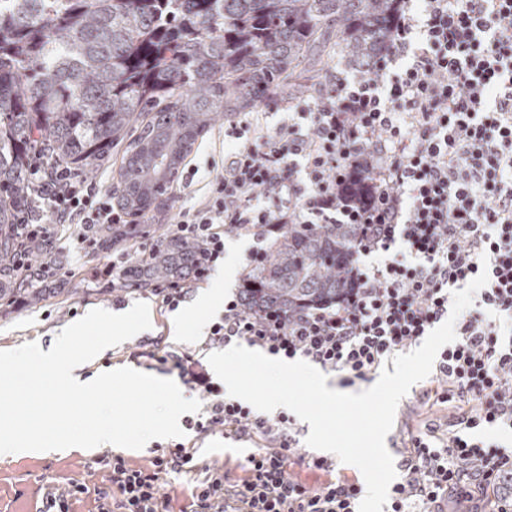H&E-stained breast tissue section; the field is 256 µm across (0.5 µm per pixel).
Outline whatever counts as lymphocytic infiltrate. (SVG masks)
I'll use <instances>...</instances> for the list:
<instances>
[{
  "label": "lymphocytic infiltrate",
  "instance_id": "lymphocytic-infiltrate-1",
  "mask_svg": "<svg viewBox=\"0 0 512 512\" xmlns=\"http://www.w3.org/2000/svg\"><path fill=\"white\" fill-rule=\"evenodd\" d=\"M285 108L288 120L271 131L255 116L230 123L233 150L175 223L176 235L200 245L199 259L187 279L159 285L155 296L173 310L206 283L224 259L227 227L256 240L247 258L253 266L283 225H360L358 255L385 260L356 265L343 298L292 320L228 300L207 336L211 346L243 340L302 357L350 386L392 365L447 318L451 287L487 272L477 304L459 315L456 339L434 368V395L458 415L445 428L408 431L388 512H444L452 494L461 504L485 502L497 476L512 472L511 449L472 436L486 427L512 431V0L403 7L385 59L351 76L333 74L313 102ZM33 181L36 196L20 225L69 234L86 250L87 225L129 221L111 192L68 166L34 169ZM46 208L54 221L45 225ZM156 361L204 401L207 417L194 422L195 433L256 434L262 446L238 482L200 465L181 443L146 468L104 455L108 483L91 490L97 512H171L161 475L198 472L195 512H358L364 489L357 482L311 486L290 474L294 460L328 467L302 452L290 414L267 417L225 398L191 355L169 351Z\"/></svg>",
  "mask_w": 512,
  "mask_h": 512
}]
</instances>
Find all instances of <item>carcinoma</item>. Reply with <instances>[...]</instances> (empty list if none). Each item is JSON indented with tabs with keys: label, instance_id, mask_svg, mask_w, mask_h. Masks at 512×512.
Returning a JSON list of instances; mask_svg holds the SVG:
<instances>
[{
	"label": "carcinoma",
	"instance_id": "cac0c4a2",
	"mask_svg": "<svg viewBox=\"0 0 512 512\" xmlns=\"http://www.w3.org/2000/svg\"><path fill=\"white\" fill-rule=\"evenodd\" d=\"M401 0H0V304L45 300L55 240L17 231L35 164L76 172L112 162V194L136 217L156 210L215 114L304 92L329 60L372 63ZM94 254L142 237L97 224ZM357 224H290L240 288L249 311L293 316L352 288ZM199 248L159 235L122 283L147 291L193 270Z\"/></svg>",
	"mask_w": 512,
	"mask_h": 512
}]
</instances>
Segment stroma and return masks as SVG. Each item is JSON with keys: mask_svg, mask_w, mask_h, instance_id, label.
I'll list each match as a JSON object with an SVG mask.
<instances>
[{"mask_svg": "<svg viewBox=\"0 0 512 512\" xmlns=\"http://www.w3.org/2000/svg\"><path fill=\"white\" fill-rule=\"evenodd\" d=\"M234 119L231 113L221 116L198 140L193 153L186 159V167L197 170L193 188L205 186L209 164L222 161L225 152L231 150L232 143L225 140L224 128ZM112 259V253L91 257L78 251L71 241H59L56 263L60 265L61 272L55 277L54 285L61 288V296L49 298L33 308L0 306V350L14 349L35 340L49 344L63 327L91 309L111 307V293L101 290L99 281L91 278L90 271L96 266L111 263ZM169 317V312L156 308L152 329L105 351L87 367V375L129 366L160 378L176 379V371L151 364V354L167 350L195 354L200 351L204 338L194 333L181 339L172 338ZM431 387L432 381L428 378L411 387L398 405L393 434L400 436L407 429L423 428L432 420L444 427L454 420L455 409L437 402ZM187 440L199 444L203 464L223 467L229 477L236 480L244 478L243 463L255 450L254 440L236 441L219 434L200 439L191 434ZM103 453V448L99 447L50 457L0 459V512H40L43 489L50 483L63 488L74 482L83 483L89 490L106 483L107 471L99 462Z\"/></svg>", "mask_w": 512, "mask_h": 512, "instance_id": "35a3bbf8", "label": "stroma"}]
</instances>
